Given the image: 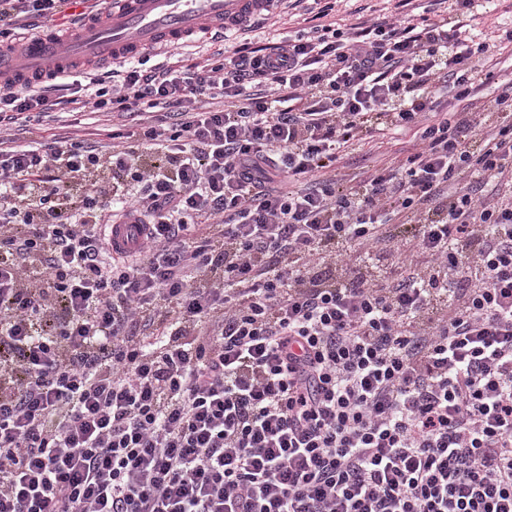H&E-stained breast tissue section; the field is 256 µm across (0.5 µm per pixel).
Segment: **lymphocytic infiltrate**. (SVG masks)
Wrapping results in <instances>:
<instances>
[{"label": "lymphocytic infiltrate", "mask_w": 512, "mask_h": 512, "mask_svg": "<svg viewBox=\"0 0 512 512\" xmlns=\"http://www.w3.org/2000/svg\"><path fill=\"white\" fill-rule=\"evenodd\" d=\"M313 2L293 36L85 68L129 120L107 151L77 118L43 141L62 77L0 85V512H512V79L479 0ZM72 5L0 0V50ZM346 1H348V2L341 3L338 6V9H340V12H336V22H341L338 20L341 19V17L345 15V12H344L345 9L348 12H353V14L349 17V19H350L349 22L354 23V22L362 21L363 19L368 17L367 15L370 14V12L368 10H366V11L362 10L363 11L362 12L360 9H362L364 7H369V6L377 3L378 5L388 7L389 10H394V6L396 5L398 0H390L389 2H375L374 0H372V1H370V0H346ZM362 16H364V17H362ZM359 17H361V20L356 19ZM375 143H371L370 145H366L362 151H351L347 155L343 156V159L340 160L339 166H345L343 171H346L351 174L358 175L359 178H362L373 169L377 165H381L385 161H389L392 157H394V152L398 149L399 146H393V144H386V142L382 145L381 149H378L376 146H373ZM371 146H373L371 148Z\"/></svg>", "instance_id": "obj_1"}]
</instances>
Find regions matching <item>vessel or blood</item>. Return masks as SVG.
Masks as SVG:
<instances>
[{"mask_svg":"<svg viewBox=\"0 0 512 512\" xmlns=\"http://www.w3.org/2000/svg\"><path fill=\"white\" fill-rule=\"evenodd\" d=\"M274 0H110L72 34L44 29L22 35L0 53V73L20 82L69 72L73 63L110 62L145 53L158 44H180L252 27Z\"/></svg>","mask_w":512,"mask_h":512,"instance_id":"b4317fda","label":"vessel or blood"}]
</instances>
